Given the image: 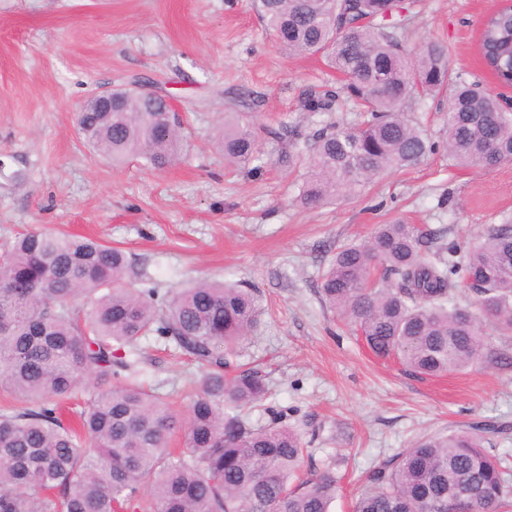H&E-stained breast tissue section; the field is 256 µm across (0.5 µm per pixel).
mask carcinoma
<instances>
[{
  "mask_svg": "<svg viewBox=\"0 0 512 512\" xmlns=\"http://www.w3.org/2000/svg\"><path fill=\"white\" fill-rule=\"evenodd\" d=\"M285 55H319L347 77L361 106L353 125L308 135L297 202L314 209L359 196L374 177L419 165L440 149L460 168L512 164V112L499 95L451 67L448 47L408 46L396 35L404 0H248ZM481 49L512 83V14L484 21ZM448 97L445 136L432 142L404 113L415 98ZM79 134L100 156L176 163L185 137L158 98L133 95L110 112H79ZM224 159L249 164L253 126L224 116ZM122 248L30 229L0 252V512H331L334 466L300 477V435L271 412L257 368H236L258 323L251 288L196 280L161 295ZM476 311L455 301L460 286ZM323 302L378 358L439 376L481 360L512 365L483 320L512 338V217L466 249L413 224H379L361 244L336 248L320 277ZM172 343L201 372L182 413L147 387L128 356L144 338ZM493 422L425 437L372 470L353 512H502L512 498L501 462L483 449ZM184 451L170 450L173 436Z\"/></svg>",
  "mask_w": 512,
  "mask_h": 512,
  "instance_id": "cac0c4a2",
  "label": "carcinoma"
}]
</instances>
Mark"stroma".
<instances>
[{"label":"stroma","mask_w":512,"mask_h":512,"mask_svg":"<svg viewBox=\"0 0 512 512\" xmlns=\"http://www.w3.org/2000/svg\"><path fill=\"white\" fill-rule=\"evenodd\" d=\"M496 4L415 0L399 35L447 42L454 69L512 97L478 62L477 34ZM341 84L320 58L284 55L245 0H0V246L26 227L92 235L128 251L162 292L201 278L256 285L260 320L237 363L261 368L272 395L252 419L285 412L307 444L304 469L336 465L332 512H351L368 472L427 434L491 418L509 432L486 450L512 459V365L429 378L378 359L323 305L318 278L336 247L378 224L472 242L512 213V165L462 170L439 151L360 198L303 209L304 169L285 162L295 148L271 132L355 123ZM142 86L181 114L183 158L163 170L95 157L76 126L92 92ZM333 93L332 111L307 109ZM228 112L256 131V169L227 166L214 145ZM131 359L186 406L199 371L171 343L144 339Z\"/></svg>","instance_id":"1"}]
</instances>
